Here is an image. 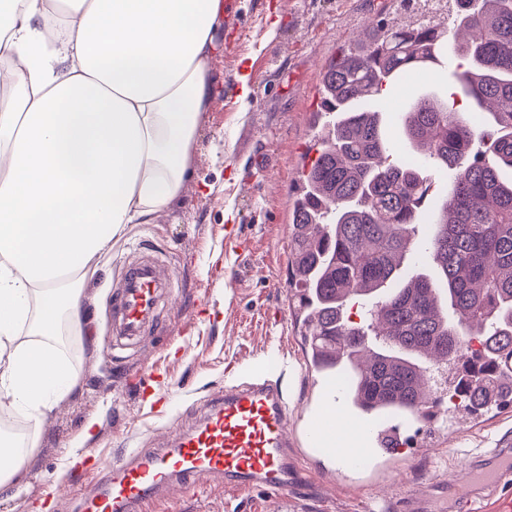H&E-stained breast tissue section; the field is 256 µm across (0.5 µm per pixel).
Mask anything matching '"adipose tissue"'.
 Instances as JSON below:
<instances>
[{"label":"adipose tissue","mask_w":512,"mask_h":512,"mask_svg":"<svg viewBox=\"0 0 512 512\" xmlns=\"http://www.w3.org/2000/svg\"><path fill=\"white\" fill-rule=\"evenodd\" d=\"M0 0V403L32 433L77 385L53 344L128 225L196 159L224 0Z\"/></svg>","instance_id":"ef3b65f1"}]
</instances>
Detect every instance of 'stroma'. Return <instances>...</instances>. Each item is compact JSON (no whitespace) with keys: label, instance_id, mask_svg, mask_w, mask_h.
<instances>
[{"label":"stroma","instance_id":"35a3bbf8","mask_svg":"<svg viewBox=\"0 0 512 512\" xmlns=\"http://www.w3.org/2000/svg\"><path fill=\"white\" fill-rule=\"evenodd\" d=\"M401 24L394 0H243L231 21L234 37L211 60L217 94L197 127L192 178L154 224L129 225L84 293L90 335L73 336L68 361L76 390L45 420L24 464L25 478L0 492V512H76L72 495L90 490L112 460L131 448L152 447L177 425H189L190 402L222 391L240 375L265 370V354L281 363L269 370L281 385L288 412L301 416L314 400V375L300 371L305 353L287 304L290 194L313 153L311 117L319 103L323 66L360 37L367 23ZM250 93L240 99L241 76ZM453 83L448 57L391 85L375 101L384 133L406 153L401 112L422 95L445 98ZM227 157L213 163L211 143ZM247 239V250L224 246V228ZM143 246L174 279L172 306L160 313L153 336L112 352V283ZM512 441V405L482 416L472 432L421 449L394 475L391 453H381L339 490L307 461L306 486L288 493V512H402L406 492L445 482L470 457ZM155 512H275L257 490L228 491L207 482L196 492L160 502Z\"/></svg>","mask_w":512,"mask_h":512}]
</instances>
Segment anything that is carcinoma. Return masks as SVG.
I'll return each instance as SVG.
<instances>
[{
	"mask_svg": "<svg viewBox=\"0 0 512 512\" xmlns=\"http://www.w3.org/2000/svg\"><path fill=\"white\" fill-rule=\"evenodd\" d=\"M453 2L456 84L473 102L471 119L458 117L453 97L421 98L402 122L412 151L391 160L372 102L434 61L449 34L426 19L376 24L322 74L321 107L331 100L334 112L292 209L295 321L312 364L329 354L364 414L413 416L427 373L420 360L443 378L474 338L498 371L469 385L463 402L472 413L512 402V0ZM430 160L452 181L429 236L414 244ZM412 250L432 257L435 276L391 287ZM354 299L357 321L347 311Z\"/></svg>",
	"mask_w": 512,
	"mask_h": 512,
	"instance_id": "obj_1",
	"label": "carcinoma"
}]
</instances>
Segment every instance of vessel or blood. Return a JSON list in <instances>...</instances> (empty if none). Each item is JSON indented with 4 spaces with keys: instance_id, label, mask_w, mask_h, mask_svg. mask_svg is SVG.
Returning <instances> with one entry per match:
<instances>
[{
    "instance_id": "1",
    "label": "vessel or blood",
    "mask_w": 512,
    "mask_h": 512,
    "mask_svg": "<svg viewBox=\"0 0 512 512\" xmlns=\"http://www.w3.org/2000/svg\"><path fill=\"white\" fill-rule=\"evenodd\" d=\"M171 280L154 257L129 260L112 290L115 348L144 336L158 316ZM483 354L470 356L453 383L463 388L481 376ZM322 398L302 428H295L281 391L261 377L226 387L190 405L194 422L154 448H132L114 459L100 488L85 498L84 512H147L150 504L175 491L214 480L228 490L259 489L277 499L299 488L301 456L330 461V478L343 480L362 469L383 449L400 443L395 425L382 420L363 423L364 437L353 448L336 445L337 417H350L349 404L336 400V374L321 372ZM306 450H299V443ZM512 479V448L472 458L449 479L448 512H475L478 500L498 493Z\"/></svg>"
}]
</instances>
